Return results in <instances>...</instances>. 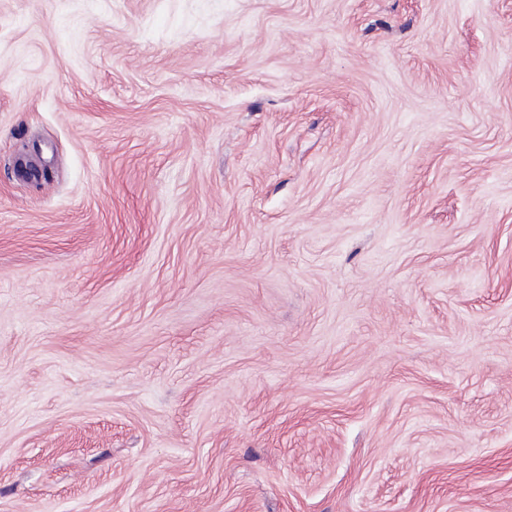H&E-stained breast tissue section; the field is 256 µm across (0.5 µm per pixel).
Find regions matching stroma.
I'll use <instances>...</instances> for the list:
<instances>
[{
	"label": "stroma",
	"mask_w": 512,
	"mask_h": 512,
	"mask_svg": "<svg viewBox=\"0 0 512 512\" xmlns=\"http://www.w3.org/2000/svg\"><path fill=\"white\" fill-rule=\"evenodd\" d=\"M0 512H512V0H0Z\"/></svg>",
	"instance_id": "35a3bbf8"
}]
</instances>
